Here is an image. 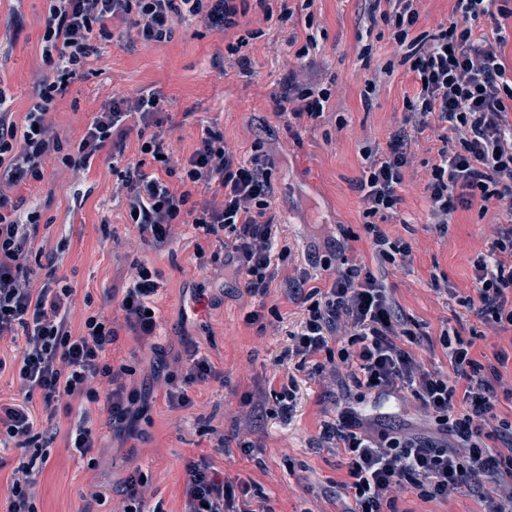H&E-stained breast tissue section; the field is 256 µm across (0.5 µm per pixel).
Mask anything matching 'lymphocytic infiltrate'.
<instances>
[{
    "label": "lymphocytic infiltrate",
    "mask_w": 512,
    "mask_h": 512,
    "mask_svg": "<svg viewBox=\"0 0 512 512\" xmlns=\"http://www.w3.org/2000/svg\"><path fill=\"white\" fill-rule=\"evenodd\" d=\"M42 36L47 67L34 85L36 101L23 125H16L0 88V339L21 335L25 349L18 361L0 359V373L12 371L25 391L22 403H0V445L21 451L5 512H36V479L49 459L54 441L51 422L66 417L67 443L87 456L97 446L89 407L104 403L113 431H132L144 414L148 396L128 388L129 366L108 359L119 335L112 318L95 310L81 332H73L69 286H57L54 273L35 283L29 255L41 221L37 205L12 201L7 188L44 178L48 155L61 154L66 165H89L104 148L124 154L128 120L146 129L142 154L156 156L163 175L145 174L140 164L126 165L119 178L126 190L127 223L142 242L167 245L172 224L191 225L196 236L218 243L206 253L196 246L200 265L222 264L225 276L243 278L250 295L264 297L278 277L276 257L287 256L288 242L272 213L271 162L254 153L242 160L224 147L221 131L205 129L182 167L168 155L162 98L151 92L120 98L99 112L72 152L51 134L47 115L57 97L83 78L88 61L101 44L114 40L109 22L121 21L127 33L145 42L170 41L177 25L197 21L224 34L239 25L238 0H50ZM498 0H456L455 14L436 33L410 39L418 17L416 0H388L383 20L415 76V93L407 99L409 117L419 125L442 128L437 161L426 185L430 226L444 236L455 206L474 200L512 203V75L503 62L506 37L501 19L507 9ZM493 22L492 34L479 33L482 20ZM403 136H394L386 152L365 150L366 167L359 183L371 240L372 265L353 264L349 246L338 241L321 265L330 270L325 287H309L308 273L291 280L289 299L309 302L301 331L289 356L310 375L336 382V416L323 422L322 442L342 456L346 478L337 496L341 512H400L397 492L423 501L447 498L472 489L483 512H512V400L504 377L512 368V351L493 357L478 354L474 339L461 331L443 332L439 341L447 368L426 367L412 350L416 333L405 328L398 302L374 266L411 263L410 244L392 240L380 219L394 214L401 201L403 169L408 163ZM221 194L222 203H198L195 187ZM476 298L466 299L474 316L494 335L512 332V224L497 225L485 251L472 262ZM159 273L140 265L133 284L111 291L105 304H118L128 330L143 341L156 339L158 321L151 315ZM185 367L166 373L170 408L191 407L194 385L217 378L199 346L184 344ZM106 378L107 394L92 382ZM410 394L429 415L434 436L370 430L360 404ZM68 406H60V399ZM46 429H38V415ZM181 512H272L256 497L251 483H235L206 459L185 466Z\"/></svg>",
    "instance_id": "1"
}]
</instances>
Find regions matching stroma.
Masks as SVG:
<instances>
[{
	"instance_id": "1",
	"label": "stroma",
	"mask_w": 512,
	"mask_h": 512,
	"mask_svg": "<svg viewBox=\"0 0 512 512\" xmlns=\"http://www.w3.org/2000/svg\"><path fill=\"white\" fill-rule=\"evenodd\" d=\"M247 4L238 32L252 36L250 69L226 61L223 35L198 24L177 26L167 43L107 42L101 55L89 61L85 77L57 98L48 116L52 131L65 147H73L95 113L112 99L152 89L165 96L173 115L167 133L172 162L188 157L207 128L223 131L226 148L237 157L249 158L253 148H261L272 160L273 212L291 248L279 263L283 281L305 269L326 280V271L310 266L307 257L325 255L327 240L340 228L354 238L350 259L370 263L356 189L362 151L386 149L394 132L405 131L409 148L402 202L397 215L381 227L392 239L412 245L413 261L393 270L388 283L403 314L424 336L415 354L427 366L445 365L441 348H429L427 341L449 327L479 328L461 300L474 295L472 261L485 249L495 225L512 218V205L494 201L486 208L477 202L460 206L449 217L447 237L430 230L425 187L441 130L420 129L405 120L413 74L390 27L370 20L371 14L388 10L387 0H313L307 9L301 0H293L294 15L287 21L266 19L256 0ZM48 9L49 0H0V87L20 123L32 106V80L44 66L41 38ZM16 14L24 29L8 43L6 26ZM311 31L317 45L307 57H299ZM373 77L377 90L365 95V82ZM290 80L330 88L321 118L294 119L278 112L275 102ZM9 194L36 203L42 213L33 250L61 253L56 276L74 290L73 330H80L85 318L103 306L107 289L128 287L138 265L146 262L163 273L158 344L175 357L182 350L181 335L191 336L222 375L193 388V409H171L164 378L153 375L154 346L128 332L118 306L107 307L119 334L113 358L133 370L129 386L153 385L147 417L139 421L135 435L121 438L112 431L105 408L91 406L99 437L92 460L72 454L65 438H57L36 485L37 512H79L82 495L99 489L109 495L101 512H121L119 490L136 470L147 478L146 506L159 502L165 512H179L184 464L200 456L226 478L259 484L275 512H336L334 492L344 472L338 456L319 438L321 422L336 414L326 395L331 385L296 370L286 356L291 335L300 331L304 319L301 305L289 302L276 288L266 298L253 297L243 284L224 280L221 269H199L189 226L172 225L165 250L143 244L134 226L114 213L123 191L112 170L111 150H104L85 170L49 156L43 181L25 182ZM106 218L111 221L107 238L100 232ZM435 273L447 276V289H434ZM218 283L225 286L218 305L181 321L188 307L187 289ZM259 307L265 314L261 329L245 322L246 313ZM270 378L279 386L295 380L292 417L281 416L271 393L259 406L245 404L246 394ZM217 430L256 442L253 457L236 447L215 449Z\"/></svg>"
}]
</instances>
